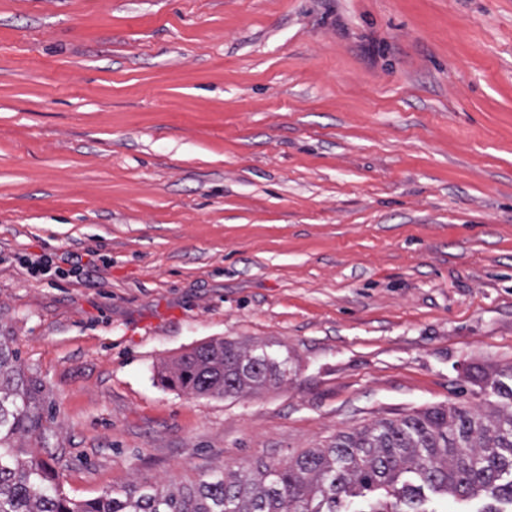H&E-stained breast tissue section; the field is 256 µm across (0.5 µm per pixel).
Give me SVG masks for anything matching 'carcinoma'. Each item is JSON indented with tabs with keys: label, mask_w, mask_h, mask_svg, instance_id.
Wrapping results in <instances>:
<instances>
[{
	"label": "carcinoma",
	"mask_w": 512,
	"mask_h": 512,
	"mask_svg": "<svg viewBox=\"0 0 512 512\" xmlns=\"http://www.w3.org/2000/svg\"><path fill=\"white\" fill-rule=\"evenodd\" d=\"M288 358L265 343L203 342L164 363L161 382L197 396L259 394L283 383ZM501 401L484 408L437 406L340 432L322 448L286 462L205 472L177 488L114 486L77 502L17 436L38 424L33 384L18 351L0 339V512H342L350 497L371 495L369 512H428L430 494L468 499L483 493L512 512V372L487 377Z\"/></svg>",
	"instance_id": "cac0c4a2"
}]
</instances>
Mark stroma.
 Masks as SVG:
<instances>
[{
  "instance_id": "1",
  "label": "stroma",
  "mask_w": 512,
  "mask_h": 512,
  "mask_svg": "<svg viewBox=\"0 0 512 512\" xmlns=\"http://www.w3.org/2000/svg\"><path fill=\"white\" fill-rule=\"evenodd\" d=\"M100 255L35 279L28 254ZM0 336L65 494L284 462L512 368V0H0ZM293 357L211 398L157 370ZM269 348L265 343L213 339L162 364L157 376L168 387L197 396L259 394L279 386L288 375V355L282 358Z\"/></svg>"
}]
</instances>
